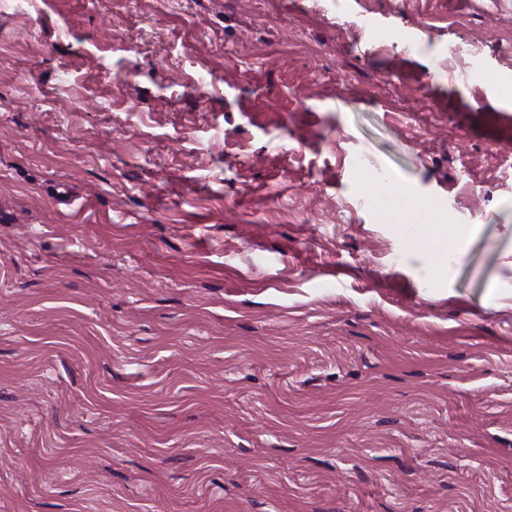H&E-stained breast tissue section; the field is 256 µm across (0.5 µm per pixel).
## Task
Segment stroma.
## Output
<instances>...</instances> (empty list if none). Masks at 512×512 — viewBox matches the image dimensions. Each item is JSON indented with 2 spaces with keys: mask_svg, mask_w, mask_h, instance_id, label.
Returning a JSON list of instances; mask_svg holds the SVG:
<instances>
[{
  "mask_svg": "<svg viewBox=\"0 0 512 512\" xmlns=\"http://www.w3.org/2000/svg\"><path fill=\"white\" fill-rule=\"evenodd\" d=\"M0 512H512V0L0 19ZM420 239L428 248L445 259H453L458 250L448 244V227L444 224H422L418 233Z\"/></svg>",
  "mask_w": 512,
  "mask_h": 512,
  "instance_id": "obj_1",
  "label": "stroma"
}]
</instances>
